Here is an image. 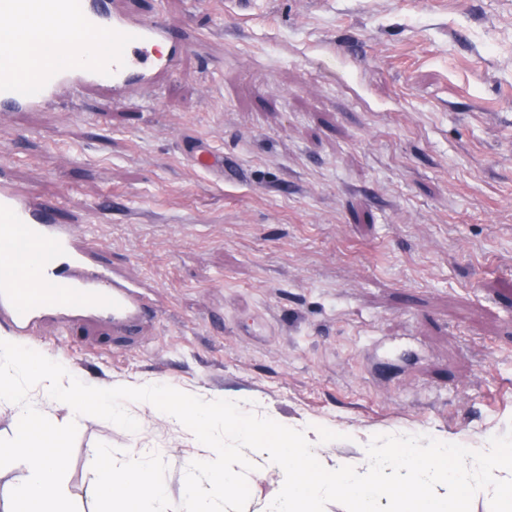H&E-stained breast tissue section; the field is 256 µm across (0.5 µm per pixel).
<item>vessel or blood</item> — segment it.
<instances>
[{"label":"vessel or blood","mask_w":512,"mask_h":512,"mask_svg":"<svg viewBox=\"0 0 512 512\" xmlns=\"http://www.w3.org/2000/svg\"><path fill=\"white\" fill-rule=\"evenodd\" d=\"M18 17L48 22L70 42L86 43L87 52H62L28 79L26 47H0V112L41 110L64 89L76 99L91 88L118 98L156 88L185 51L161 17L140 19L107 0H0V21ZM188 158L206 174L229 175L223 151L194 144ZM158 306L155 294L120 280L108 264L89 263L75 225L56 223L49 207L16 191L0 170V324L28 336L50 314L65 322L89 317L129 336Z\"/></svg>","instance_id":"1"}]
</instances>
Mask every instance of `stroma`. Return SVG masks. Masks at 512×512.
<instances>
[{"instance_id": "stroma-1", "label": "stroma", "mask_w": 512, "mask_h": 512, "mask_svg": "<svg viewBox=\"0 0 512 512\" xmlns=\"http://www.w3.org/2000/svg\"><path fill=\"white\" fill-rule=\"evenodd\" d=\"M191 46L147 108L93 93L0 112V166L81 245L156 286L135 343L47 318L21 345L101 387L157 382L341 433L470 448L512 429V0H127ZM239 182L203 175L184 135ZM53 424L69 408L29 393ZM91 416L63 486L94 512L97 443L150 448L165 489L206 455L193 433Z\"/></svg>"}]
</instances>
